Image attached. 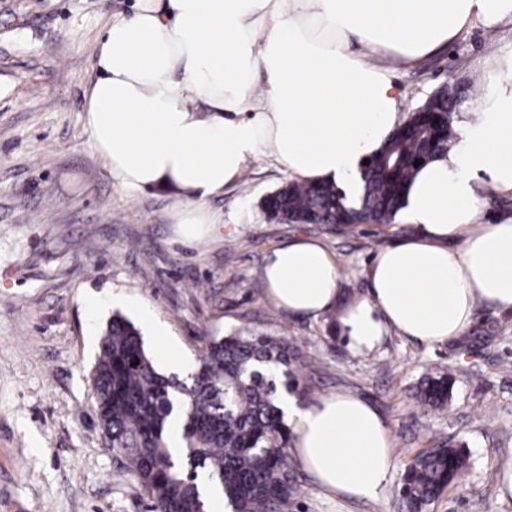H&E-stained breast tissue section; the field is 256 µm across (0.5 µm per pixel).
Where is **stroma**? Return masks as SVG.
Returning a JSON list of instances; mask_svg holds the SVG:
<instances>
[{"instance_id": "stroma-1", "label": "stroma", "mask_w": 512, "mask_h": 512, "mask_svg": "<svg viewBox=\"0 0 512 512\" xmlns=\"http://www.w3.org/2000/svg\"><path fill=\"white\" fill-rule=\"evenodd\" d=\"M135 0H0V512H149L141 486L104 446L91 370L101 330L121 312L142 330L166 375H186L204 339L228 332L283 338L308 366L306 400L348 391L385 419L398 464L439 444L466 449L469 475L426 512H512L500 493L512 472V313L479 306L463 336L425 345L389 331L359 356L328 319L272 306L257 280L271 250L320 240L336 261L340 296L366 291L365 271L407 225L336 228L268 219L264 198L289 181L268 154L211 197L213 233L183 236L177 199L111 180L84 129L95 45ZM492 33L475 26L415 68L398 67L407 119L442 86L470 97L474 63ZM149 307L153 321L143 319ZM163 335H155V326ZM447 372V407L414 392ZM288 512H398L401 474L373 500L324 492L297 470Z\"/></svg>"}]
</instances>
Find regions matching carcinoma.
<instances>
[{
	"instance_id": "cac0c4a2",
	"label": "carcinoma",
	"mask_w": 512,
	"mask_h": 512,
	"mask_svg": "<svg viewBox=\"0 0 512 512\" xmlns=\"http://www.w3.org/2000/svg\"><path fill=\"white\" fill-rule=\"evenodd\" d=\"M410 134H393L367 169L358 208L346 205L334 184L292 181L265 199L271 217L284 223L336 229L390 224L415 161L433 133L409 121ZM302 363L288 341L230 333L209 336L200 366L184 381L155 369L135 324L115 313L103 330L92 371L99 426L151 500L152 512H203L199 480L219 486L231 512H285L298 491L287 460L291 430L280 407V389L303 399L296 371ZM416 398L436 411L448 402V375L428 376ZM183 413L182 446L166 440L168 418ZM467 456L444 444L409 460L401 496L406 512H425L447 487L466 477Z\"/></svg>"
}]
</instances>
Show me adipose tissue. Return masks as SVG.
Returning a JSON list of instances; mask_svg holds the SVG:
<instances>
[{"label": "adipose tissue", "instance_id": "obj_1", "mask_svg": "<svg viewBox=\"0 0 512 512\" xmlns=\"http://www.w3.org/2000/svg\"><path fill=\"white\" fill-rule=\"evenodd\" d=\"M474 25L512 28V0H137L97 43L85 128L122 188L163 187L184 202L175 218L191 237L221 223L206 201L264 152L353 199L365 160L397 128L396 66ZM477 71L455 145L405 186L397 219L412 231L377 254L367 295L338 305L335 260L297 238L267 258L272 305L312 317L338 309L357 355L392 328L424 344L457 338L480 302L512 312V214L480 221L484 194L512 196V41L492 44ZM284 409L291 455L326 492L381 495L397 460L374 406L336 392Z\"/></svg>", "mask_w": 512, "mask_h": 512}]
</instances>
